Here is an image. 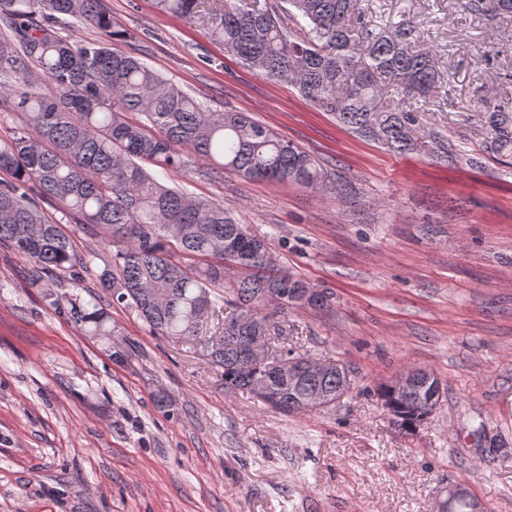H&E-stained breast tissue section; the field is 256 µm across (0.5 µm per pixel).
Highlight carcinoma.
<instances>
[{
  "label": "carcinoma",
  "instance_id": "1",
  "mask_svg": "<svg viewBox=\"0 0 512 512\" xmlns=\"http://www.w3.org/2000/svg\"><path fill=\"white\" fill-rule=\"evenodd\" d=\"M358 0H211L205 25L224 50L259 75L297 88L315 109L355 135L399 154L421 149L417 111L405 99L430 98L441 79L436 54L392 36L357 12ZM163 14L191 19L202 0H154ZM77 22L103 40L72 42L60 26ZM0 104L21 123L0 133V245L24 255L32 280H71L87 261L61 224L38 208L45 196L76 223L99 228L114 248L96 287L134 312L158 336L191 345L239 390L286 415L307 413L313 395L341 384L332 370L296 381L277 370L283 357L308 360L284 345L268 358L245 354L251 336L268 340L269 305L286 317L306 310L310 284L279 266L267 239L223 204L159 179L157 167L186 174L198 160L208 175L229 169L249 180L336 189L316 158L246 112H212L156 69L120 49L127 31L101 0H0ZM392 89L391 98L385 90ZM501 110L489 115V148L512 150ZM87 336L116 333L107 305L71 294L54 300ZM225 311L221 331L204 337L203 319ZM262 389H256L258 381ZM391 423L406 434L427 422L419 393L392 396Z\"/></svg>",
  "mask_w": 512,
  "mask_h": 512
}]
</instances>
